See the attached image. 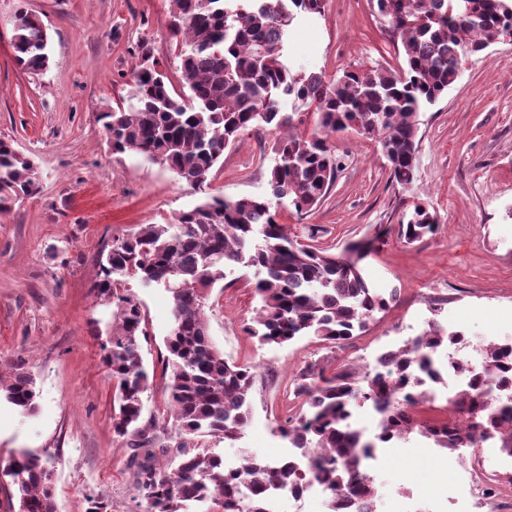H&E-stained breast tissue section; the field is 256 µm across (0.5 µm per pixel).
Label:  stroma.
<instances>
[{
    "instance_id": "35a3bbf8",
    "label": "stroma",
    "mask_w": 512,
    "mask_h": 512,
    "mask_svg": "<svg viewBox=\"0 0 512 512\" xmlns=\"http://www.w3.org/2000/svg\"><path fill=\"white\" fill-rule=\"evenodd\" d=\"M22 8L39 15L50 35V65L38 74L16 64L9 44V20ZM170 15V0H0V139L39 173L37 193L0 214V368L24 362L38 393L29 415L0 400V512H8L4 471L23 450L48 459L58 512H86L97 495L107 497L109 512H138L135 451L113 431L115 389L103 363L112 308L91 287L113 240L173 222L205 193L163 165L112 152L96 116L127 98L144 53L178 81ZM398 42L370 0H326L322 13L298 14L288 27L284 58L330 78L344 68L399 66ZM279 136L261 128L229 145L209 193L266 195ZM418 136L410 185L392 183L379 144L344 132L332 140L339 169L321 204L301 216L288 200L275 206L291 235L336 253L376 239L364 273L397 300L361 336L340 349L308 337L262 346L247 333L260 309L252 269L234 266L212 289L209 333L227 361L255 366L256 377L242 438L230 445L203 435L199 444L233 458L288 454L278 426L301 405L293 394L300 370L311 362L363 370L365 350L395 331L414 336L435 321L474 346L512 342V44L466 59L456 84L420 113ZM419 203L438 224L409 245L393 229ZM134 293L147 319L144 364L155 372L143 418L154 421L152 446L166 464L180 440L161 374L173 299L161 286ZM451 457L423 437L377 449L365 467L383 512H459L460 468Z\"/></svg>"
}]
</instances>
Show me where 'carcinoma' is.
I'll list each match as a JSON object with an SVG mask.
<instances>
[{
  "label": "carcinoma",
  "mask_w": 512,
  "mask_h": 512,
  "mask_svg": "<svg viewBox=\"0 0 512 512\" xmlns=\"http://www.w3.org/2000/svg\"><path fill=\"white\" fill-rule=\"evenodd\" d=\"M325 0H172L170 31L179 48L180 79L191 95L176 93L156 68L134 76L125 105L101 112L107 141L115 153L153 156L178 178L201 192L224 149L257 127L293 126L294 114L282 100L304 102L314 112L309 135L288 133L275 146L267 197L226 200L210 196L171 224H145L112 242L92 291L112 305V325L103 363L115 385L113 429L133 437L134 448L150 444L139 426L149 386L141 339L147 336L141 303L129 287L164 285L172 293L174 326L164 344L163 376L170 416L184 435L208 434L233 444L249 423L248 400L254 384L249 365L224 359L209 335L205 306L225 269L241 264L255 270L254 293L262 306L248 333L260 345L283 346L301 337L340 348L362 334L377 313L397 298L383 295L365 280L361 261L373 241L351 243V262L292 238L272 213V201L289 199L296 213L317 206L337 172L331 137L353 130L381 144L393 182H413L417 167L419 112L436 103L458 79L462 62L512 35V0H375L377 13L401 40L404 65L345 69L333 80L295 72L283 59L285 29L298 13H319ZM44 23L21 11L13 18L16 63L30 73L50 64ZM33 163L11 143L0 140V213L33 196L38 181ZM437 218L422 204L398 236L414 242L432 232ZM461 340L432 323L411 347L400 349L387 376L368 379L343 366L326 373L306 365L295 383L304 409L279 425L283 437L301 450L305 467L272 468L255 455L243 470L224 468V457L184 440L174 468L148 451L136 460L134 487L141 512H185L186 503L218 502L224 512H267L269 485L303 488L312 481L339 501L367 503L376 496L364 462L376 448L404 439L414 430L454 452L488 439L512 458V398L489 404L475 392L486 379L512 388V343H490L483 350L484 374L458 391L451 404L465 413L463 434L417 421L406 404L434 375V357ZM0 397L30 414L36 408L32 375L22 364L8 379L0 375ZM364 399L383 415L367 440L352 428V404ZM6 475L12 479L19 512H56L48 460L23 451Z\"/></svg>",
  "instance_id": "1"
}]
</instances>
